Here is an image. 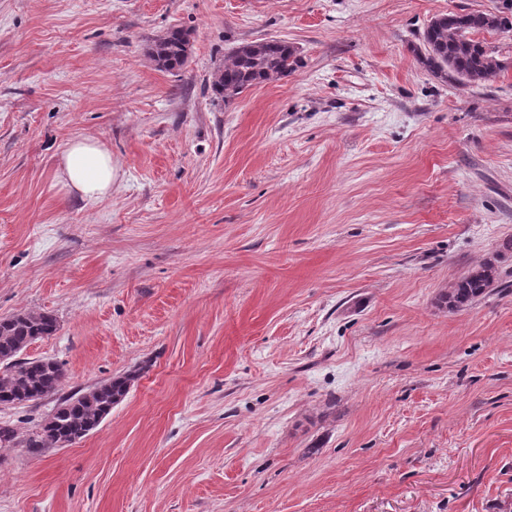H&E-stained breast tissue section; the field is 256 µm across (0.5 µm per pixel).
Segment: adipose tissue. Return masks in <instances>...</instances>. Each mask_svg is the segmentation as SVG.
Returning <instances> with one entry per match:
<instances>
[{
  "instance_id": "obj_1",
  "label": "adipose tissue",
  "mask_w": 512,
  "mask_h": 512,
  "mask_svg": "<svg viewBox=\"0 0 512 512\" xmlns=\"http://www.w3.org/2000/svg\"><path fill=\"white\" fill-rule=\"evenodd\" d=\"M57 179L68 192L100 200L112 192V153L94 138L72 139L60 153Z\"/></svg>"
}]
</instances>
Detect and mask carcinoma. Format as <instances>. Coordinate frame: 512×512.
Instances as JSON below:
<instances>
[{
    "instance_id": "carcinoma-1",
    "label": "carcinoma",
    "mask_w": 512,
    "mask_h": 512,
    "mask_svg": "<svg viewBox=\"0 0 512 512\" xmlns=\"http://www.w3.org/2000/svg\"><path fill=\"white\" fill-rule=\"evenodd\" d=\"M511 30V6L497 12H449L429 21L414 53L424 68L449 83L481 85L512 64L476 35ZM145 52L160 69L179 71L190 54L189 33L173 28L149 43ZM298 62L295 47L286 40L242 43L224 56L211 90L215 98L229 102L248 88L288 77ZM496 281L494 264L485 263L452 283L445 302L452 310L467 306L484 297ZM56 330V319L45 313L24 312L0 319V405H24L59 390L65 377L61 364L52 359H16L28 345ZM136 377L137 371H129L64 399L23 440L24 447L61 448L88 436L123 401Z\"/></svg>"
}]
</instances>
